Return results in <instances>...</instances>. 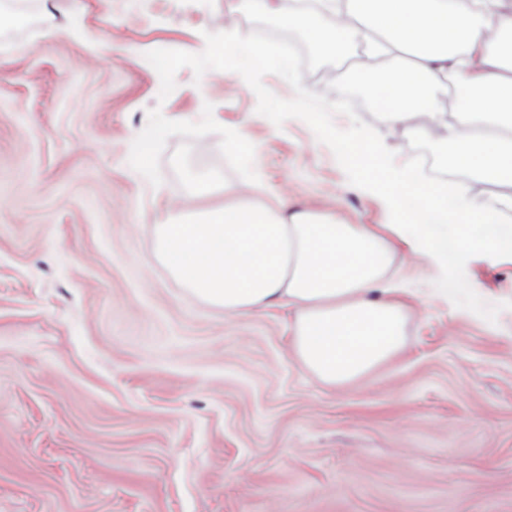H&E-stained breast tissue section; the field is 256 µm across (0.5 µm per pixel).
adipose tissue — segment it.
<instances>
[{"instance_id": "ef3b65f1", "label": "adipose tissue", "mask_w": 512, "mask_h": 512, "mask_svg": "<svg viewBox=\"0 0 512 512\" xmlns=\"http://www.w3.org/2000/svg\"><path fill=\"white\" fill-rule=\"evenodd\" d=\"M255 10L295 17L318 51L348 57L368 31L366 54L393 61L382 83L384 119L406 136L452 146L459 177L451 197L412 169L394 172L370 137L355 132L339 149L377 183H397L390 213L421 224L420 244L441 266L472 245L488 257L512 255V220L478 203L471 182L503 188L512 207V0H314L294 13L290 0H252ZM466 84L474 112L448 109L447 79ZM154 251L184 290L228 314L293 312L291 349L301 368L324 385L365 376L403 348L409 314L385 276L392 245L369 224L335 214L272 205L224 191V204L167 213L154 230Z\"/></svg>"}]
</instances>
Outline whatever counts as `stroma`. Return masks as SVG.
Segmentation results:
<instances>
[{"mask_svg":"<svg viewBox=\"0 0 512 512\" xmlns=\"http://www.w3.org/2000/svg\"><path fill=\"white\" fill-rule=\"evenodd\" d=\"M242 0H0V512H512V257L440 275L417 224L349 184L298 119L257 114L237 73L147 52L251 24ZM64 30L61 38L49 29ZM257 145L298 208L374 224L409 313L392 360L343 387L301 369L287 310L188 296L151 229L190 176L245 190L220 138L170 137L152 186L129 164L148 112Z\"/></svg>","mask_w":512,"mask_h":512,"instance_id":"35a3bbf8","label":"stroma"}]
</instances>
